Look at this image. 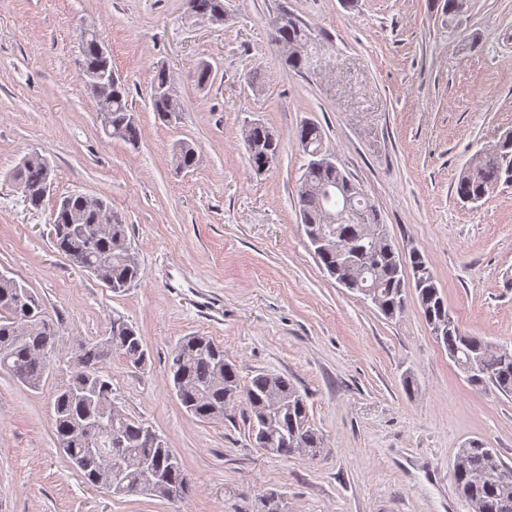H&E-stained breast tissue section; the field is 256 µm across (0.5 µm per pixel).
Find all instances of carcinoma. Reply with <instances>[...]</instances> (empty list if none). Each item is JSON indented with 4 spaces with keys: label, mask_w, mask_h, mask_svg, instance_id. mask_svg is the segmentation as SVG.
Segmentation results:
<instances>
[{
    "label": "carcinoma",
    "mask_w": 512,
    "mask_h": 512,
    "mask_svg": "<svg viewBox=\"0 0 512 512\" xmlns=\"http://www.w3.org/2000/svg\"><path fill=\"white\" fill-rule=\"evenodd\" d=\"M189 10L197 17L214 21L224 14V0H186ZM308 28L295 15L283 11L275 23L274 38L288 45L285 64L299 74L307 73L310 56L307 46ZM83 75L98 69H112L107 53L100 52L94 37L81 31ZM106 101L112 114V126L106 133L135 147L140 130L129 109L128 92L118 79L107 87ZM152 107L161 120L172 125L180 119L182 108L176 99L151 96ZM273 132L261 123H252L249 137L254 150L248 152L252 166L265 168L262 153L277 157L280 142L270 140ZM297 139L309 160L298 191L297 206L306 236L321 233L331 227L324 223V209L336 201L320 193L327 184L344 183L356 195L359 206L352 220L331 228L336 238L349 248V258L339 259L336 251L313 249L326 271L338 280L354 275L361 264L369 263L376 270L374 280L378 292L375 307L388 319L402 315L407 307V289L403 271L424 280L415 289L417 301L428 325H433L442 312L448 311L436 277L427 261L417 250L401 253L394 247L386 224L369 199L346 172L311 158L315 153L331 156L324 144L322 128L313 121L303 122ZM54 172L49 160L38 154L25 155L13 173L17 188L29 206H42L49 193V179ZM512 182V132L499 141L497 149L484 162L473 168H463L458 175L455 191L464 203L476 204L501 184ZM106 217L110 226L95 244L75 230V225H95L99 216ZM56 228L55 248L72 263L93 266L90 274L114 294L127 291L140 278V267L127 240L126 224L112 207L99 197L72 194L56 205L50 217ZM23 291L27 302L17 303L14 296ZM57 327L44 315L41 302L24 284L15 279L0 280V370H5L30 388L41 386L49 368L43 353L56 346ZM448 352V358L462 371L466 380L476 387H493L507 396L512 395V348L494 345L478 336L462 334L458 327L448 329V335L437 338ZM122 355L134 366L146 361V349L134 327L121 320L112 322L108 336L99 342L80 345L76 363L66 370L67 382L54 393L50 407L52 428L57 440L68 443L66 456L78 464L77 470L86 483L102 488L98 483L103 461L84 450L79 434L105 426L99 416L111 409L112 383L101 374V364L112 353ZM168 375L172 390L185 411L202 422L224 419L231 404L245 406L251 435L260 448L288 458L294 455L313 459L321 453L323 438L309 415L305 396L280 374L260 372L248 382H242L238 367L224 356V347L205 336H185L172 349L168 358ZM150 427L121 411L112 414V432L120 437L119 447L112 452L119 457L142 459L161 471L159 486H143L138 493L172 501L183 498L191 481L182 461L166 441L155 443L147 437ZM507 466L495 449L485 448L478 441L470 445V453L455 479L470 512H512V481L498 482L490 468Z\"/></svg>",
    "instance_id": "obj_1"
}]
</instances>
